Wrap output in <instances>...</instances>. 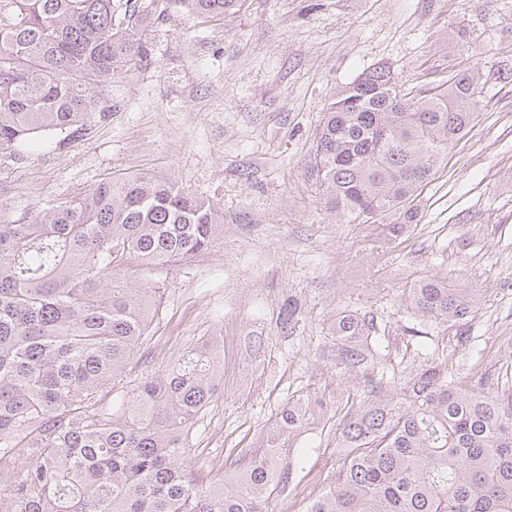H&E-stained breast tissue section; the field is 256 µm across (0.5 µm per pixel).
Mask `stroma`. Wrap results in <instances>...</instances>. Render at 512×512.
<instances>
[{
	"mask_svg": "<svg viewBox=\"0 0 512 512\" xmlns=\"http://www.w3.org/2000/svg\"><path fill=\"white\" fill-rule=\"evenodd\" d=\"M142 38L148 58L100 89L108 118L0 167V179L32 215L130 174L167 179L223 214L210 251L134 275L159 288L161 305L127 380L168 369L201 339L223 348L221 391L189 438L196 470L230 474L289 396L363 398L364 380L338 366L341 314L374 318L392 362L413 363L402 329L428 276L482 296L469 349L454 329L429 330L464 382L492 388L512 372V0H245L214 18L176 2ZM381 64L408 92L464 71L483 83L476 120L394 241L382 225L347 223L309 170L324 105ZM341 454L334 433L298 438L295 489L273 512H304Z\"/></svg>",
	"mask_w": 512,
	"mask_h": 512,
	"instance_id": "35a3bbf8",
	"label": "stroma"
}]
</instances>
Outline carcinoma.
<instances>
[{
  "mask_svg": "<svg viewBox=\"0 0 512 512\" xmlns=\"http://www.w3.org/2000/svg\"><path fill=\"white\" fill-rule=\"evenodd\" d=\"M185 3L226 16L245 0ZM156 12L131 0H0V156L17 163L40 139L59 144L106 118L93 89L147 59ZM464 72L420 95L375 66L324 109L311 173L350 223L402 237L440 158L481 110ZM0 181V512H271L293 490L288 462L308 427L336 420L333 480L305 512H512V381L464 384L448 358L409 371L377 356L373 320L336 319L343 369L367 377L363 400L291 398L234 459L232 482L189 466L188 436L219 394L221 350L207 338L168 371L114 398L115 381L158 315L157 289L133 267L200 256L224 233L214 204L174 183L130 175L18 217ZM477 291L431 277L411 289L408 336L431 321L472 336Z\"/></svg>",
  "mask_w": 512,
  "mask_h": 512,
  "instance_id": "obj_1",
  "label": "carcinoma"
}]
</instances>
